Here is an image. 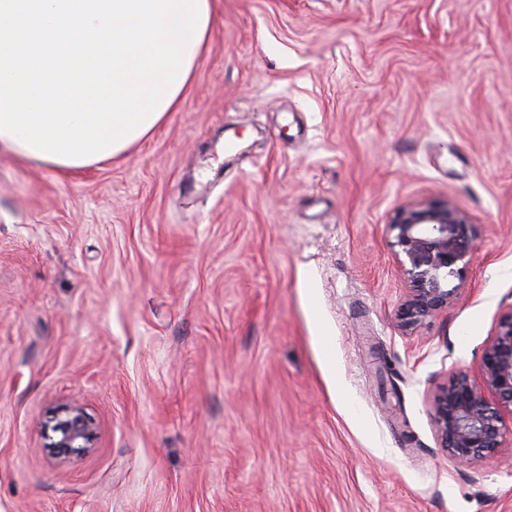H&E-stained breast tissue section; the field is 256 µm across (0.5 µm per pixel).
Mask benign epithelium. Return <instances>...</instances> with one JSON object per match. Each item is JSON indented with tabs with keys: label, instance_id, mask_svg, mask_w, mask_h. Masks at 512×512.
Wrapping results in <instances>:
<instances>
[{
	"label": "benign epithelium",
	"instance_id": "1",
	"mask_svg": "<svg viewBox=\"0 0 512 512\" xmlns=\"http://www.w3.org/2000/svg\"><path fill=\"white\" fill-rule=\"evenodd\" d=\"M389 230L409 281L400 327L411 332L448 307L462 290L464 266L477 249V229L467 212L448 202L401 207ZM479 375L476 381L455 374L430 397L440 445L463 465L492 457L502 448L504 412L512 414V308L498 318ZM55 415L59 437L47 456L53 466L63 468L90 451L93 422L78 403L61 406Z\"/></svg>",
	"mask_w": 512,
	"mask_h": 512
}]
</instances>
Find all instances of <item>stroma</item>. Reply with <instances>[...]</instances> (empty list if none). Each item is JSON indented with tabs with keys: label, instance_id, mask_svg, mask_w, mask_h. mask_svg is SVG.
Masks as SVG:
<instances>
[{
	"label": "stroma",
	"instance_id": "obj_1",
	"mask_svg": "<svg viewBox=\"0 0 512 512\" xmlns=\"http://www.w3.org/2000/svg\"><path fill=\"white\" fill-rule=\"evenodd\" d=\"M418 202L478 239L407 333L388 226ZM511 307L512 0H215L128 153L0 150V512H512V420L465 467L429 405ZM72 402L91 451L57 469ZM206 1H207V5H208V9H207L208 10V12H207L208 13V22H207L206 29H205L204 33H203L204 25H203V28L201 29V32L203 33V35L201 37V41L197 42L196 48H194L193 53L191 52V46H190L189 52H191V57H189V60H191V59L192 60H191V65H189V71H188L187 77L186 78L184 77L185 80L183 81L182 85H179L180 87L177 86L175 88V91L177 90V92H176V95L174 96V98L171 97L172 101H170V105H168V107L166 109H164L165 111H163V113H159L160 114L159 118L152 124L151 127H149V129H147V131H145L140 136H139V132L137 133L139 136L138 138L132 139V141L129 143H128V140H125V142L127 144H125V146L123 148L119 149L118 151L114 152L113 154L102 158L100 161L88 162L86 160V164H83V165H66V164L50 161L48 159H42V158L36 157V155L33 152L26 150V148H24V145L20 146L21 144H18V142H20V140H18V142H16V139H12V137L8 136V134H0V147L2 146L4 148H6L14 156H16L20 159L26 160V161L41 163V164L47 165L49 167H52L54 169H57L59 171H79V170L92 168L98 164H101L103 162H106L108 160L116 158L118 156H121V155L125 154L128 150H130L136 144H138V143L144 141L145 139H147L148 137H150L158 128H160L167 121L171 112H177L180 109L183 99H184V96H185V93L187 92V90L189 89V87L192 85V83L194 81L198 63L201 60L205 51L207 50V47H208V44L210 42L211 35H212V21H213L214 6H213V0H206Z\"/></svg>",
	"mask_w": 512,
	"mask_h": 512
}]
</instances>
